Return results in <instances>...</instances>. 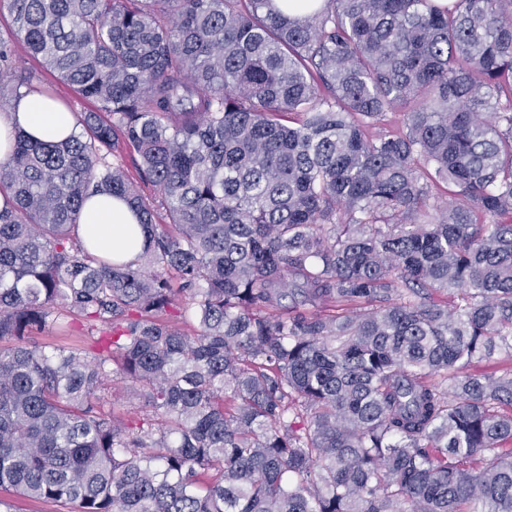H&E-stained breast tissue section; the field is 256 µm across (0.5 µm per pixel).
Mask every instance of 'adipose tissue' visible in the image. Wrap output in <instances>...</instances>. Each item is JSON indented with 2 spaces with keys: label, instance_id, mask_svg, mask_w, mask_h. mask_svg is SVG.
<instances>
[{
  "label": "adipose tissue",
  "instance_id": "ef3b65f1",
  "mask_svg": "<svg viewBox=\"0 0 512 512\" xmlns=\"http://www.w3.org/2000/svg\"><path fill=\"white\" fill-rule=\"evenodd\" d=\"M75 129L72 112L58 100L37 92L23 94L10 112L0 115V163L12 154L15 132L54 142ZM78 233L93 254L106 259L134 261L144 245L138 215L122 199L109 195H95L84 203Z\"/></svg>",
  "mask_w": 512,
  "mask_h": 512
}]
</instances>
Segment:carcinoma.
<instances>
[{
    "instance_id": "1",
    "label": "carcinoma",
    "mask_w": 512,
    "mask_h": 512,
    "mask_svg": "<svg viewBox=\"0 0 512 512\" xmlns=\"http://www.w3.org/2000/svg\"><path fill=\"white\" fill-rule=\"evenodd\" d=\"M301 7L0 0V68L20 39L96 106L0 163L1 490L77 512H512V369L469 370L512 357V0ZM397 110L402 132L366 134ZM121 149L166 223L106 161ZM103 193L139 216L133 262L79 237ZM68 317L86 345L34 340ZM118 378L144 414L105 410Z\"/></svg>"
}]
</instances>
